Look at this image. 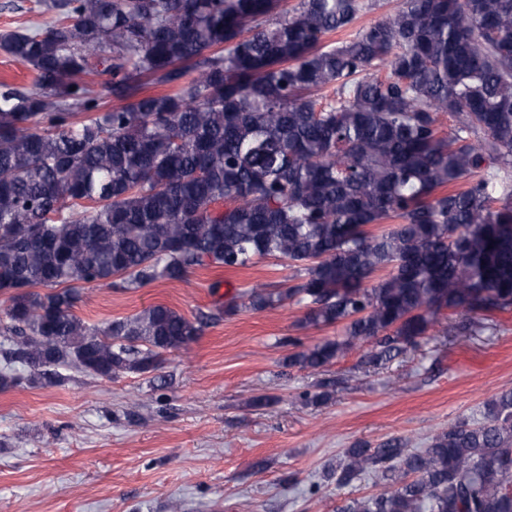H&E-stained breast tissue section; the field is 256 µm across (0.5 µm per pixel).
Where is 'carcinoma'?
Instances as JSON below:
<instances>
[{
  "label": "carcinoma",
  "mask_w": 512,
  "mask_h": 512,
  "mask_svg": "<svg viewBox=\"0 0 512 512\" xmlns=\"http://www.w3.org/2000/svg\"><path fill=\"white\" fill-rule=\"evenodd\" d=\"M279 2L38 0L48 21L0 34L37 86L0 83L1 391L19 364L48 384L152 373L224 315L88 324L90 284L286 261L295 283L250 288L247 308L343 325L289 357L313 372L389 362L448 310L466 318L438 335L512 308V0H403L337 43L376 0L277 19ZM101 71L122 105L92 93ZM329 477L383 487L337 512H512V391L426 448L358 440Z\"/></svg>",
  "instance_id": "1"
}]
</instances>
